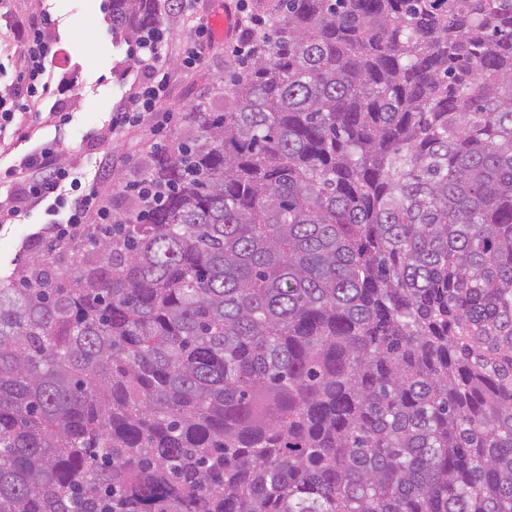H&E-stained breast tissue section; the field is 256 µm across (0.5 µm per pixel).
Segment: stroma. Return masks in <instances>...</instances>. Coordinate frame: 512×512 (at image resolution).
Instances as JSON below:
<instances>
[{
  "label": "stroma",
  "instance_id": "obj_1",
  "mask_svg": "<svg viewBox=\"0 0 512 512\" xmlns=\"http://www.w3.org/2000/svg\"><path fill=\"white\" fill-rule=\"evenodd\" d=\"M243 0H188L185 9L165 14L167 39L162 47L170 79L156 112H180L188 104L210 101L215 80L225 74L231 62L228 46L236 31L214 33L204 61L194 69L181 61L195 38L198 18L214 20L230 12L232 20L242 16ZM0 9L17 20L47 16L57 51L49 66L52 89L41 104L45 115L34 135L36 141L51 145L64 161L82 162L87 174H94L99 161L111 158L113 177L105 186L114 214L128 216L126 185L143 171L150 148L167 144L177 133V121L154 129L152 121L130 126L115 136L106 127L119 102L137 91L138 67L128 43L112 36L109 0H0ZM22 39L0 30V97L13 94L21 65ZM42 215L33 212L23 224L0 225V278L9 276L39 248L33 233Z\"/></svg>",
  "mask_w": 512,
  "mask_h": 512
}]
</instances>
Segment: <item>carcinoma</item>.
I'll return each mask as SVG.
<instances>
[{"instance_id":"carcinoma-1","label":"carcinoma","mask_w":512,"mask_h":512,"mask_svg":"<svg viewBox=\"0 0 512 512\" xmlns=\"http://www.w3.org/2000/svg\"><path fill=\"white\" fill-rule=\"evenodd\" d=\"M250 14L153 197L0 279V512H512V0Z\"/></svg>"}]
</instances>
